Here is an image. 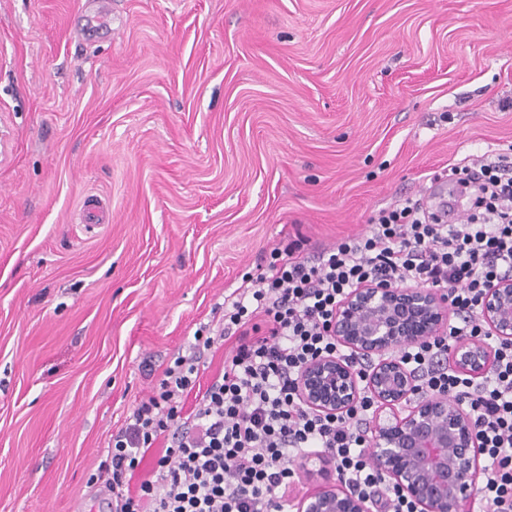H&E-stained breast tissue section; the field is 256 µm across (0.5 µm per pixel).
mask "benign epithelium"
Wrapping results in <instances>:
<instances>
[{
    "instance_id": "7a95c632",
    "label": "benign epithelium",
    "mask_w": 512,
    "mask_h": 512,
    "mask_svg": "<svg viewBox=\"0 0 512 512\" xmlns=\"http://www.w3.org/2000/svg\"><path fill=\"white\" fill-rule=\"evenodd\" d=\"M448 294L434 288L374 282L336 306L330 331L358 356H376L358 373L338 355H319L301 370L297 394L309 409L344 416L362 395L376 405L369 456L388 485L412 501L415 512H468L480 477V439L463 404L441 395L417 394V380L396 352L448 332ZM477 312L488 332L512 341V279L489 283ZM494 352L462 339L448 367L473 380L493 367ZM296 512H371L370 500L340 484L301 498Z\"/></svg>"
}]
</instances>
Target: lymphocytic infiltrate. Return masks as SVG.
<instances>
[{
    "label": "lymphocytic infiltrate",
    "instance_id": "lymphocytic-infiltrate-1",
    "mask_svg": "<svg viewBox=\"0 0 512 512\" xmlns=\"http://www.w3.org/2000/svg\"><path fill=\"white\" fill-rule=\"evenodd\" d=\"M449 177L474 188L455 223L409 199L380 209L370 234L316 255H303L297 241L273 249L265 270L225 298L218 323L197 328L188 354L163 366L113 432L100 464L109 512H285L294 463L311 454L333 462L348 491L375 499L376 512H414L368 462L371 397L341 417L304 408L295 391L307 361L342 352L328 331L338 302L375 281L447 289V335L403 348L400 358L419 394L461 400L479 429L474 512H512V343L492 342L496 361L480 381L448 368L459 339L491 341L477 306L489 281L512 278V156L488 151L452 166ZM218 340L231 342L230 354L202 382V359ZM161 442L154 475L139 478Z\"/></svg>",
    "mask_w": 512,
    "mask_h": 512
}]
</instances>
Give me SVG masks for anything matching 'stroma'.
I'll return each mask as SVG.
<instances>
[{"instance_id": "stroma-1", "label": "stroma", "mask_w": 512, "mask_h": 512, "mask_svg": "<svg viewBox=\"0 0 512 512\" xmlns=\"http://www.w3.org/2000/svg\"><path fill=\"white\" fill-rule=\"evenodd\" d=\"M511 146L512 0H0V512H105L144 363Z\"/></svg>"}]
</instances>
